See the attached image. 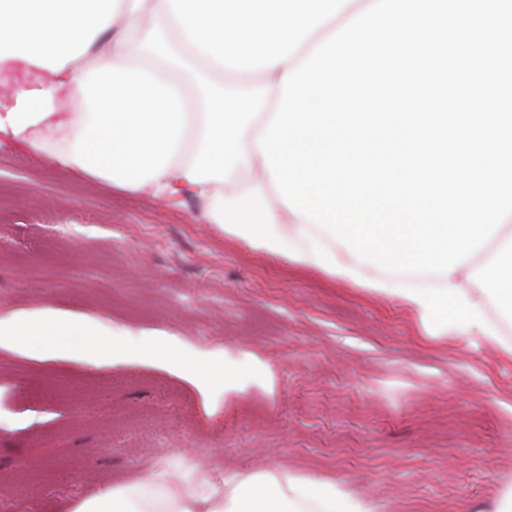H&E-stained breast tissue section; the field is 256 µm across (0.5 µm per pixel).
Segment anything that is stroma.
<instances>
[{
    "label": "stroma",
    "instance_id": "1",
    "mask_svg": "<svg viewBox=\"0 0 512 512\" xmlns=\"http://www.w3.org/2000/svg\"><path fill=\"white\" fill-rule=\"evenodd\" d=\"M0 312L50 307L176 348L271 362L247 396L148 361L0 346V512L159 469L285 466L383 512H487L512 482V363L423 336L405 308L253 253L175 210L0 147ZM39 398H31L34 387Z\"/></svg>",
    "mask_w": 512,
    "mask_h": 512
}]
</instances>
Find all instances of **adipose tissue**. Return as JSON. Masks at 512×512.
<instances>
[{"label":"adipose tissue","mask_w":512,"mask_h":512,"mask_svg":"<svg viewBox=\"0 0 512 512\" xmlns=\"http://www.w3.org/2000/svg\"><path fill=\"white\" fill-rule=\"evenodd\" d=\"M361 9L356 0H0V76L41 72L39 86L0 102V140L40 162L170 207L195 200L206 223L259 254L391 300L425 336L465 338L512 362V225L435 287L415 274L357 263L348 249L280 200L256 139L281 79ZM72 89L74 112L58 109ZM100 320L35 307L0 312V345L91 365L145 358L199 367L247 395L273 375L174 350L160 338H111ZM201 488L166 470L101 489L67 512H380L347 484L282 467L201 475Z\"/></svg>","instance_id":"1"}]
</instances>
